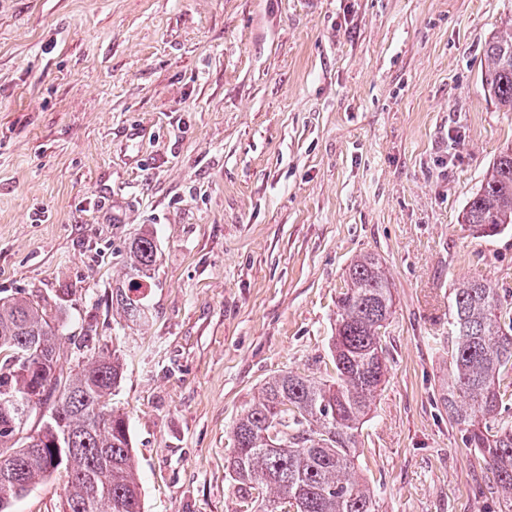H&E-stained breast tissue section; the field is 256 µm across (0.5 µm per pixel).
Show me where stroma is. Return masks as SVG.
<instances>
[{"mask_svg":"<svg viewBox=\"0 0 512 512\" xmlns=\"http://www.w3.org/2000/svg\"><path fill=\"white\" fill-rule=\"evenodd\" d=\"M508 21L512 0H0V296L61 298L67 335L121 354L144 512H241L232 428L270 378L332 375L362 253L396 311L356 477L377 512H505L441 394L452 288L512 289V227L461 224L512 144L482 88ZM142 230L133 323L110 295Z\"/></svg>","mask_w":512,"mask_h":512,"instance_id":"35a3bbf8","label":"stroma"}]
</instances>
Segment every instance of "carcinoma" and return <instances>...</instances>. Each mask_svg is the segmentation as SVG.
Instances as JSON below:
<instances>
[{"label":"carcinoma","mask_w":512,"mask_h":512,"mask_svg":"<svg viewBox=\"0 0 512 512\" xmlns=\"http://www.w3.org/2000/svg\"><path fill=\"white\" fill-rule=\"evenodd\" d=\"M482 81L512 112V27L484 49ZM461 223L478 234L512 225V146L503 150ZM123 281L112 305L132 322L145 318L143 286L157 262L153 233L128 243ZM383 262L361 254L337 302L331 355L336 378L292 372L268 380L232 429L229 477L244 506L260 512H376V494L353 475L359 429L386 380L384 329L394 313ZM62 305L30 296L0 297V512L37 482L65 484L60 512H143L130 430L109 397L122 377L117 351L94 349L62 333ZM83 361L63 376L61 344ZM448 419L465 447L482 457L512 507V420L503 377L512 373V291L484 280L453 289L448 318ZM39 426L27 430L34 414Z\"/></svg>","instance_id":"1"}]
</instances>
